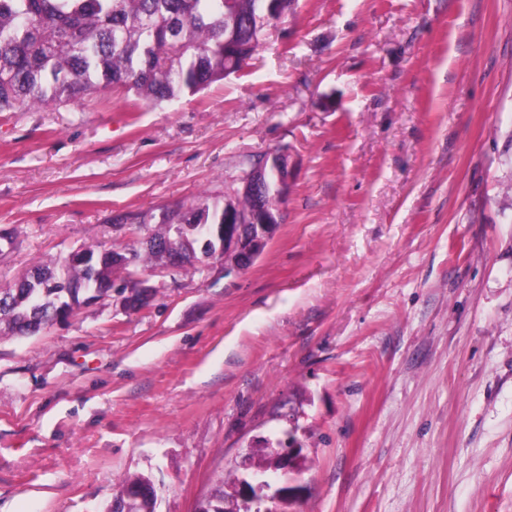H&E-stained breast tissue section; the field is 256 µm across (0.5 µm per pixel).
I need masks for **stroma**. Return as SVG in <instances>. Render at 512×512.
<instances>
[{
	"instance_id": "obj_1",
	"label": "stroma",
	"mask_w": 512,
	"mask_h": 512,
	"mask_svg": "<svg viewBox=\"0 0 512 512\" xmlns=\"http://www.w3.org/2000/svg\"><path fill=\"white\" fill-rule=\"evenodd\" d=\"M287 149L241 273L0 338V512H198L294 424L286 512H512V0H295L243 73L131 110L0 112V286ZM150 478L142 475H135L127 478L122 490L112 498L107 512H124L129 502L128 495L138 492L134 500L133 512H156L157 495L155 489L150 485Z\"/></svg>"
}]
</instances>
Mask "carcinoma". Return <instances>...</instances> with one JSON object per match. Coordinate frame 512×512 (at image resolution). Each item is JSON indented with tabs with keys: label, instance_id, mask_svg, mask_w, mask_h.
<instances>
[{
	"label": "carcinoma",
	"instance_id": "obj_1",
	"mask_svg": "<svg viewBox=\"0 0 512 512\" xmlns=\"http://www.w3.org/2000/svg\"><path fill=\"white\" fill-rule=\"evenodd\" d=\"M292 0H0V112H27L74 104L98 90L122 89L136 100L160 105L196 94L239 72L252 59L268 28L288 15ZM224 222V206L207 198L177 207L139 240L121 248L132 265L112 262V253L89 251L97 267L34 268L46 283L61 280L66 291L43 288L24 274L8 287L0 306V335L32 336L52 324L59 303L75 311L88 293L102 298L111 284L164 263L171 245L202 261L203 224ZM156 512L150 478H127L107 512ZM230 494L219 485L200 512H224Z\"/></svg>",
	"mask_w": 512,
	"mask_h": 512
}]
</instances>
